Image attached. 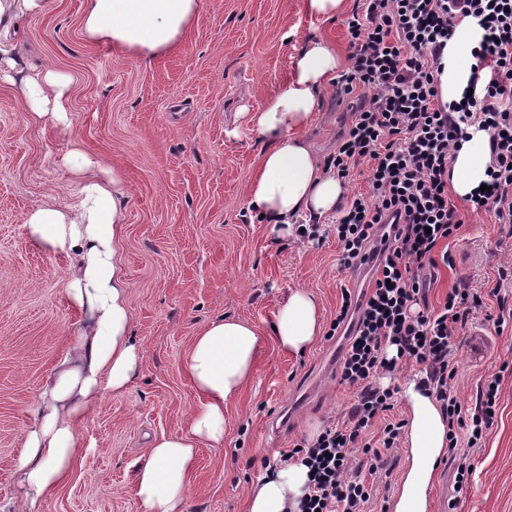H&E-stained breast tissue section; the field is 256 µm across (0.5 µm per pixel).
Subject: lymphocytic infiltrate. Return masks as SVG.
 Listing matches in <instances>:
<instances>
[{"instance_id":"obj_1","label":"lymphocytic infiltrate","mask_w":512,"mask_h":512,"mask_svg":"<svg viewBox=\"0 0 512 512\" xmlns=\"http://www.w3.org/2000/svg\"><path fill=\"white\" fill-rule=\"evenodd\" d=\"M466 19L482 32L472 52L473 93L448 104L440 94L442 56ZM345 26L348 65L336 79V94H364L368 101L353 112L327 164L341 180L367 166L368 194L337 211L332 232L340 268L362 263L379 225L392 231L368 288L358 299L342 289L332 323L337 330L349 315L357 317L339 363L340 382L356 390L349 417L280 455V463H300L310 472L298 512H368L373 485L350 474L348 456L361 448L374 475L398 446L404 423L386 414L398 392L393 380L406 367H418L420 384L439 403L449 447L462 441L478 447L494 420L497 389L488 385L475 408L461 403L452 339L482 312L488 295L500 309L495 329L512 325L502 293L512 284V268L499 270L488 294L456 285L436 307L421 276L452 264L443 244L457 239L463 220L449 195L448 167L477 133L488 138L490 173L487 191L471 205L512 224V0H359ZM378 421V437L366 439Z\"/></svg>"}]
</instances>
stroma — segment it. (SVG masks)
Returning <instances> with one entry per match:
<instances>
[{
    "instance_id": "35a3bbf8",
    "label": "stroma",
    "mask_w": 512,
    "mask_h": 512,
    "mask_svg": "<svg viewBox=\"0 0 512 512\" xmlns=\"http://www.w3.org/2000/svg\"><path fill=\"white\" fill-rule=\"evenodd\" d=\"M19 27L20 67L70 78V127L33 122L18 86L0 79V506L18 512L14 467L25 431L81 318L64 293L70 259L32 247L24 229L34 206L68 202L72 175L61 158L75 143L128 189L122 253L144 359L127 390L105 394L84 423L72 476L41 512H142L134 487L149 440L182 430L197 403L181 359L199 329L238 317L268 335L278 305L298 289L316 295L328 325L350 284L335 236L280 241L248 209L265 142L239 115L283 90L308 38L347 54L344 19L310 17L301 0H200L181 43L151 60L88 41L82 0H46ZM356 105L339 101L335 84L325 87L306 133L320 156L335 151ZM464 218L449 245L452 267L435 272L431 304L461 282L492 288L499 269L512 265V224L472 211ZM497 311L488 302L470 324L493 340L483 361L468 359L467 336L455 339L459 399L475 407L481 388L498 381L497 416L480 447L445 453L434 507L446 499L453 512H512V330L496 332L487 321ZM335 344L324 333L294 356L268 336L253 381L224 410L223 447L199 449L189 512H247L246 491L264 458L347 420L355 390L324 364ZM459 457L473 465L463 487Z\"/></svg>"
}]
</instances>
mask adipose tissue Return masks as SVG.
<instances>
[{
    "mask_svg": "<svg viewBox=\"0 0 512 512\" xmlns=\"http://www.w3.org/2000/svg\"><path fill=\"white\" fill-rule=\"evenodd\" d=\"M43 8V0H0V71L15 70L8 45L17 21ZM199 0H83V31L136 58H156L175 48L189 30ZM481 37L478 27L460 24L444 50L440 77L444 102L460 100L470 78L468 54ZM343 60L330 41L314 37L298 50L292 76L249 121L266 140L259 170L247 192L249 208L272 224L279 238L294 232L300 214L322 216L335 210L343 183L327 171L305 137L321 105V92ZM66 75L35 70L23 80V95L33 121L64 127ZM487 138L477 134L455 153L450 183L467 197L487 179ZM76 177L71 203L47 201L26 216L28 241L73 260L66 293L82 319L75 343L56 363L39 396V407L25 435L16 464L22 491L20 512H39L40 503L69 479L80 453L78 429L91 417L105 391L124 392L138 376L143 352L131 330L128 283L118 250L126 222L127 190L120 177L104 180L96 163L79 149L63 159ZM273 335L291 354L307 352L323 328L320 306L306 290L292 292L279 306ZM262 335L250 321L220 319L204 325L183 356V368L198 396L180 433L155 438L146 450L136 494L144 512H187L188 475L200 443L224 445V409L256 369ZM409 410L408 465L391 505L392 512H427L435 470L448 446V424L434 398L416 381L402 391ZM308 469L291 463L270 471L248 490V512H295L304 494Z\"/></svg>",
    "mask_w": 512,
    "mask_h": 512,
    "instance_id": "obj_1",
    "label": "adipose tissue"
}]
</instances>
